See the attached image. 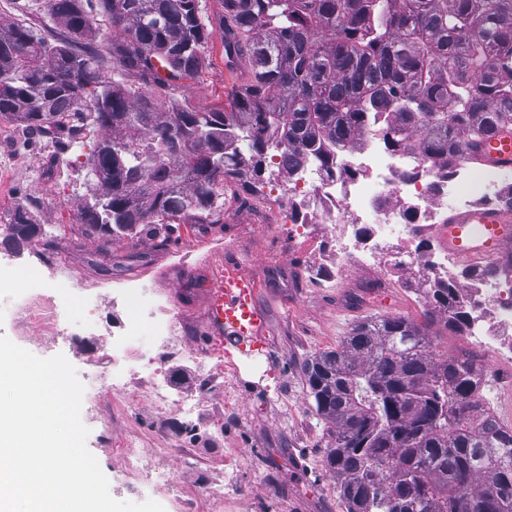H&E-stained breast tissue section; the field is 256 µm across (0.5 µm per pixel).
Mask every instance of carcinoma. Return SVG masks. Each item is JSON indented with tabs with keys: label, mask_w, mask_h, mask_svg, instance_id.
<instances>
[{
	"label": "carcinoma",
	"mask_w": 512,
	"mask_h": 512,
	"mask_svg": "<svg viewBox=\"0 0 512 512\" xmlns=\"http://www.w3.org/2000/svg\"><path fill=\"white\" fill-rule=\"evenodd\" d=\"M108 31L95 37L92 0H45L54 26L20 18L0 29V120L65 152L90 148L81 220L108 237L153 234L175 220L218 224L224 184L258 192L271 182L270 140L288 163L322 165L373 114L391 115L387 144L451 170L466 145L512 132V0H224L215 19L200 0H97ZM225 65L248 68L231 111L163 112L204 65L213 30ZM143 88L106 79L105 61ZM11 242L40 235L20 205ZM423 321L369 316L304 376L317 412L335 427L326 467L345 512H512V428L481 402L485 380L464 356L440 357L428 328L462 335L455 284L423 295Z\"/></svg>",
	"instance_id": "1"
}]
</instances>
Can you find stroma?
Returning a JSON list of instances; mask_svg holds the SVG:
<instances>
[{"mask_svg": "<svg viewBox=\"0 0 512 512\" xmlns=\"http://www.w3.org/2000/svg\"><path fill=\"white\" fill-rule=\"evenodd\" d=\"M204 56V66L176 90H157L163 108H170L175 100L191 109L228 107L229 91L245 84L247 77L225 67L220 35L209 38ZM2 129L10 133L13 144L0 151V165L9 172L8 179L0 181V209L12 213L24 199H36L32 216L44 234L58 236L60 264L72 287L87 280L97 283L95 298L101 308L96 322L69 343L36 325L20 327L14 315L19 291L0 288V335L38 357L61 354L73 365L86 386L84 400L95 403L94 411H82L81 419L89 430L86 445L107 476L111 495L133 502L154 500L165 512H182L186 507L191 512H345L336 478L325 467L333 427L316 410L303 365L312 356L337 348L352 324L364 316L421 320V301L397 287L386 289L374 302L350 299L338 286L291 288L265 270L268 258L282 256L281 246L257 237L247 240L240 251L241 269L259 282V302L269 324L266 350L278 391L269 394L250 382L240 383L243 404L228 430L218 396L203 393L197 384L191 388L192 399L201 404L199 420L223 435L226 444L242 446L248 461L246 491L231 507H224L205 487L200 472L201 467L221 464L211 439L203 438L193 449L173 445V436L182 429L181 393L163 403L146 396L131 409L116 412L111 394L91 383L92 378L112 372L100 355L112 342L113 325L125 314L123 306L112 303V287L132 272L149 274V287L194 325V334L175 337V345L205 350L217 346V338L202 331L208 288L196 270L223 267V225L182 224L179 237L167 245L145 234L101 238L80 222L78 204L86 192L84 159L31 138L19 123L0 121ZM265 205L263 196L247 192L239 182H228L224 188V215L233 223H252L253 211ZM433 343L444 356L465 355L474 361L491 384L497 418L512 428V386L492 372L491 354L440 326ZM130 441L147 451L153 463L149 478L123 475L124 446Z\"/></svg>", "mask_w": 512, "mask_h": 512, "instance_id": "1", "label": "stroma"}]
</instances>
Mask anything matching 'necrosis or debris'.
Masks as SVG:
<instances>
[{
    "mask_svg": "<svg viewBox=\"0 0 512 512\" xmlns=\"http://www.w3.org/2000/svg\"><path fill=\"white\" fill-rule=\"evenodd\" d=\"M357 143L337 147L331 168L308 157L300 168L284 173L283 157L272 152V168L280 177L270 191L281 211L279 221L260 225L261 233L288 244L281 269L288 279L325 285L345 279L352 288H431L453 282L467 303V339L494 353L502 372H512V272L481 277L480 264H466L445 247L422 249L423 239L447 223L449 209L468 211L496 203L502 175L493 169L460 162L453 175L436 169L420 154L391 150L378 132L380 120ZM36 260L23 265L0 261V287L25 292L18 314L23 322L50 326L72 339L61 319L72 306L73 321L88 324L97 305L93 285L75 294L67 278L56 279V300L34 292L45 272L55 266L50 242L39 245ZM115 298L130 310L112 343V374L100 377L120 407L133 400L129 383L142 393L166 401L171 390L162 379V355L171 336L185 328L175 310L160 309L148 290L130 277ZM263 345L232 334L224 336V364L215 368L213 351L190 349L207 390L222 394L230 411H238L236 383L259 369Z\"/></svg>",
    "mask_w": 512,
    "mask_h": 512,
    "instance_id": "necrosis-or-debris-1",
    "label": "necrosis or debris"
}]
</instances>
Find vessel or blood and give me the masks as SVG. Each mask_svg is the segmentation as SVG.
<instances>
[{
  "instance_id": "b4317fda",
  "label": "vessel or blood",
  "mask_w": 512,
  "mask_h": 512,
  "mask_svg": "<svg viewBox=\"0 0 512 512\" xmlns=\"http://www.w3.org/2000/svg\"><path fill=\"white\" fill-rule=\"evenodd\" d=\"M469 152L480 163L512 172V134L503 132L481 139L469 146ZM440 243L463 261L489 260L512 248V210L483 207L472 212H454L447 226L437 231ZM229 325L239 333L247 326L265 331L266 318L258 301V290L252 284L225 276L220 295L206 316L207 328Z\"/></svg>"
}]
</instances>
